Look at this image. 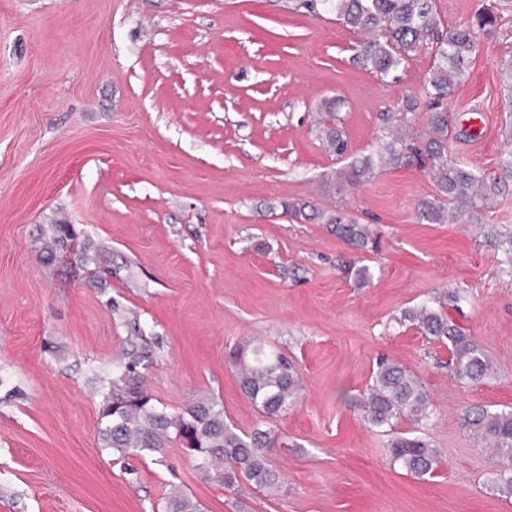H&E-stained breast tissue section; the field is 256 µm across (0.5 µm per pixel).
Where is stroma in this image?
<instances>
[{"instance_id":"35a3bbf8","label":"stroma","mask_w":512,"mask_h":512,"mask_svg":"<svg viewBox=\"0 0 512 512\" xmlns=\"http://www.w3.org/2000/svg\"><path fill=\"white\" fill-rule=\"evenodd\" d=\"M296 3L0 0V512H163L174 489L204 512H512L464 423L474 405L512 408V194L487 210V239L418 221L436 188L417 166L339 185L347 159L376 151L381 113L422 99L432 59L379 77L353 63L357 33ZM511 55L508 10L448 97L465 133L454 154L489 174L506 145L497 62ZM326 99L343 159L324 146ZM296 200L369 225V283L344 271L354 253L320 215L288 213ZM53 224L77 237L47 264ZM88 239L111 275H93ZM438 294L493 377L457 381L447 347L405 321ZM136 331L167 411L211 395L239 428L275 433L277 495L218 486L176 443L123 458L102 446L99 379ZM251 338L277 345L303 381L273 419L228 365ZM382 358L430 394L432 479L393 465L355 407Z\"/></svg>"}]
</instances>
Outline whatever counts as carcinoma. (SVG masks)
Returning a JSON list of instances; mask_svg holds the SVG:
<instances>
[{
    "instance_id": "carcinoma-1",
    "label": "carcinoma",
    "mask_w": 512,
    "mask_h": 512,
    "mask_svg": "<svg viewBox=\"0 0 512 512\" xmlns=\"http://www.w3.org/2000/svg\"><path fill=\"white\" fill-rule=\"evenodd\" d=\"M498 0H479L472 20L447 26L435 0H299L308 12L322 8L336 13L345 26L364 36L357 42L353 60L387 76L423 51L433 60L425 80L424 102L408 99L399 114L383 116L387 136L376 153L363 155L336 172V179L350 186L372 180L386 167L417 163L428 170L436 195L417 203L419 220L428 224H483L484 213L500 196L512 192V149L498 161V172L482 173L465 161L448 156V139L457 137L447 101L465 74L473 56L481 51L479 32L492 35L498 22ZM507 73L504 91L505 134L512 139V58L500 63ZM426 112L425 132L415 129L407 115ZM324 138L336 157L347 152V141L338 128H324ZM332 225L336 237L360 251L368 250L369 225L361 224L348 210L339 208L322 217ZM43 262L55 260L59 250L75 237L69 224H52L47 230ZM437 297L405 314L421 333L448 346L455 378L462 382L482 381L495 369L485 351L465 330L442 311ZM151 363L144 350L126 353L120 370L102 379L99 408V437L102 446L122 456L161 453L177 442L196 467L210 480L232 488L245 479L262 492L277 490L281 474L267 459L274 447L271 431H243L225 415L224 406L212 397L192 401L178 413H169L154 403L143 386L141 371ZM229 364L239 384L258 412L273 418L296 404L302 383L281 350L262 340H246L231 352ZM364 423L373 430L393 426L405 417L419 425L429 417L431 400L420 378L401 363L382 359L373 372V382L355 402ZM466 425L479 441L492 447L501 461L491 481L492 490L512 497V409L490 410L474 406L467 410ZM392 462L416 479L433 478L441 461L422 436H397L390 440ZM166 512H203L198 500L175 490Z\"/></svg>"
}]
</instances>
